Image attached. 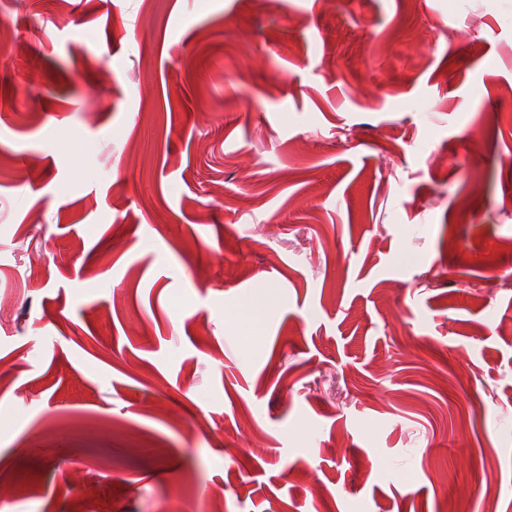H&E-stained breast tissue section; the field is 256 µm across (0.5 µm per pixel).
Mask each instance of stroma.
Masks as SVG:
<instances>
[{"instance_id":"obj_1","label":"stroma","mask_w":512,"mask_h":512,"mask_svg":"<svg viewBox=\"0 0 512 512\" xmlns=\"http://www.w3.org/2000/svg\"><path fill=\"white\" fill-rule=\"evenodd\" d=\"M0 33V512H512V0Z\"/></svg>"}]
</instances>
